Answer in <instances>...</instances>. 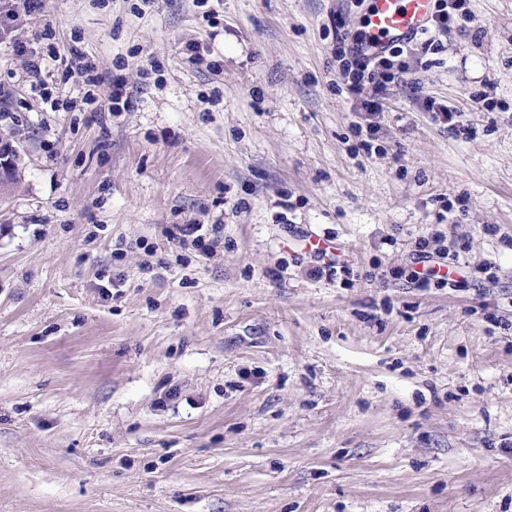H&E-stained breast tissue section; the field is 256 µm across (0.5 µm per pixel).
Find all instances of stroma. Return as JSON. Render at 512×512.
Segmentation results:
<instances>
[{"label":"stroma","mask_w":512,"mask_h":512,"mask_svg":"<svg viewBox=\"0 0 512 512\" xmlns=\"http://www.w3.org/2000/svg\"><path fill=\"white\" fill-rule=\"evenodd\" d=\"M368 6L20 15L56 50L58 106L0 43V137L24 162L0 200V512H512V0H471L443 52L409 58L417 93L356 96L336 39ZM73 47L124 111L83 103ZM422 237L465 285L410 280ZM315 239L340 259L317 279ZM425 108L428 112H432L435 121L448 126L451 130H454L456 133H460L462 135H469L470 128L464 125H459V120L456 118L460 117L458 112H454L447 105L438 104L434 100H427L425 102Z\"/></svg>","instance_id":"obj_1"}]
</instances>
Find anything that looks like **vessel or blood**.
I'll use <instances>...</instances> for the list:
<instances>
[{
    "label": "vessel or blood",
    "mask_w": 512,
    "mask_h": 512,
    "mask_svg": "<svg viewBox=\"0 0 512 512\" xmlns=\"http://www.w3.org/2000/svg\"><path fill=\"white\" fill-rule=\"evenodd\" d=\"M433 0H371L359 47L376 56L424 31Z\"/></svg>",
    "instance_id": "1"
}]
</instances>
